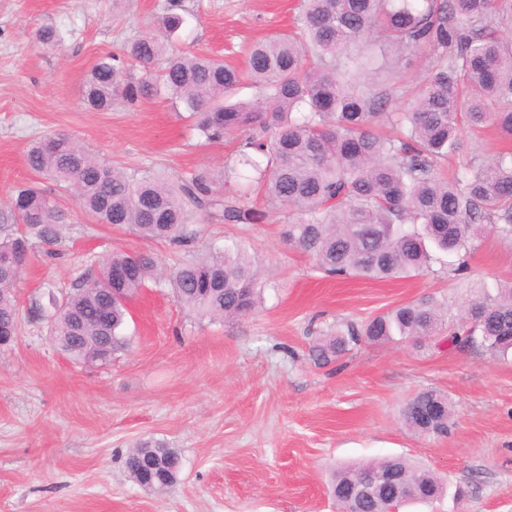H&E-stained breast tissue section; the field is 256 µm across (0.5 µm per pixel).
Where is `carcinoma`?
Here are the masks:
<instances>
[{
    "label": "carcinoma",
    "mask_w": 512,
    "mask_h": 512,
    "mask_svg": "<svg viewBox=\"0 0 512 512\" xmlns=\"http://www.w3.org/2000/svg\"><path fill=\"white\" fill-rule=\"evenodd\" d=\"M177 7L168 0L165 36H141L122 54L97 61L85 84L86 103L109 110L119 98L133 104L161 85L196 118L205 141H238V163L261 183L268 210L228 195L206 169L175 184L151 170L128 174L65 134L34 142L28 168L74 189L98 223L183 246L192 237L194 208L226 224H260L267 212L285 211L283 238L319 269L372 279L411 277L424 268L428 245L457 254L488 225L512 236L511 147L459 173L442 172L460 149L463 124L512 141V47L501 35L502 24L512 23V0H302L293 29L255 44L243 72L174 50L169 38L182 23ZM418 55L430 58V73L408 106L397 108L393 90L375 81L376 71L406 66ZM135 67L146 78H136ZM246 81L258 96L235 99ZM0 219L2 337L18 332L17 265L31 238L57 240L59 210L28 186ZM156 278L152 255L114 252L66 293L61 315L48 320L39 305L32 314L48 320L62 354L106 366L127 345V301ZM169 282L179 304L211 320L243 316L261 301L258 271L237 244L182 261ZM468 292L464 315L450 327L447 310L427 297L360 325L341 324L310 346L309 356L327 364L363 342L424 339L445 329L461 346L479 345L498 357L512 353V281L493 293L474 281ZM452 414L448 396L425 390L409 403L404 421L419 434L445 436ZM156 455L163 465L145 486L153 492L177 480L178 453L144 441L126 460L139 485L141 463ZM373 471H392L418 492L401 499L389 488L372 500L351 497V485ZM330 487L340 512H386L397 499L403 507L444 492L429 470L401 457L340 466Z\"/></svg>",
    "instance_id": "carcinoma-1"
}]
</instances>
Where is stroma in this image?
<instances>
[{
    "label": "stroma",
    "mask_w": 512,
    "mask_h": 512,
    "mask_svg": "<svg viewBox=\"0 0 512 512\" xmlns=\"http://www.w3.org/2000/svg\"><path fill=\"white\" fill-rule=\"evenodd\" d=\"M165 0H0V212L16 189L38 185L63 213L58 240L32 239L16 294L21 330L0 349V512H337L334 468L406 457L449 491L402 512H512V357L460 348L445 337L365 343L317 366L308 350L336 325L362 323L433 296L449 314L464 286L512 280V238L484 232L463 255L432 251L419 275L328 277L281 236L283 214L227 224L204 211L193 227L214 248L244 246L268 280L249 315L198 319L166 284L129 304L127 350L110 366L61 354L33 301L78 285L110 253L147 252L168 272L191 248L98 224L77 198L34 175L37 140L71 136L126 171L155 168L170 181L199 169L222 174L237 144H203L164 92L93 111L82 96L96 61L155 34ZM299 0H181L174 45L243 67L249 46L288 29ZM60 36L50 48L40 28ZM447 394L448 435L423 437L402 421L419 392ZM165 442L181 472L161 493L141 489L125 458L142 440Z\"/></svg>",
    "instance_id": "1"
}]
</instances>
